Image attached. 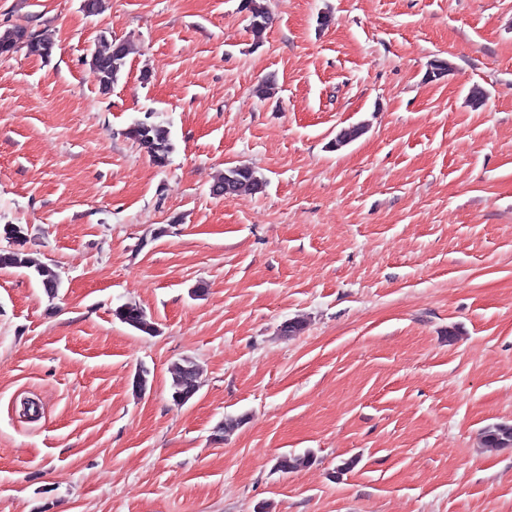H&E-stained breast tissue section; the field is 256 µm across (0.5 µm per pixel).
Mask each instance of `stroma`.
<instances>
[{
	"label": "stroma",
	"mask_w": 512,
	"mask_h": 512,
	"mask_svg": "<svg viewBox=\"0 0 512 512\" xmlns=\"http://www.w3.org/2000/svg\"><path fill=\"white\" fill-rule=\"evenodd\" d=\"M240 2L0 0L55 41L0 57V226L61 281L0 269V512H512V0H268L259 42ZM114 48L112 47V57L107 58L101 66L94 68L99 78L100 90L103 94H107L112 90V85L117 81L128 54L127 46H122L117 51ZM126 135L143 148L157 166L162 167L169 163L173 143L167 128L138 122L129 127ZM263 182L247 166L227 168L224 176L214 185L218 195H252L262 189ZM114 315L122 323L144 334L153 335L156 331L154 323L147 318L143 309L136 304H122L115 309ZM195 377L198 383L199 372L196 364L191 360H183V364L176 365L172 370V398L178 403H185L184 394L187 389V379ZM482 441L486 446L512 447V424L502 423L488 427L482 433Z\"/></svg>",
	"instance_id": "stroma-1"
}]
</instances>
